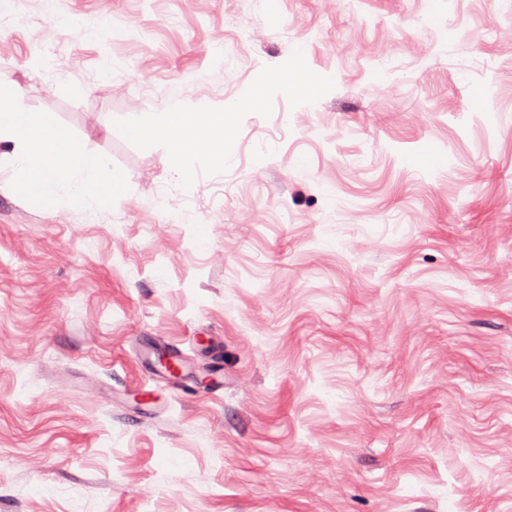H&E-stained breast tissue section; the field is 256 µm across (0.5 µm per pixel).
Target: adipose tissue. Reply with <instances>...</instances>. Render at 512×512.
Returning <instances> with one entry per match:
<instances>
[{"mask_svg":"<svg viewBox=\"0 0 512 512\" xmlns=\"http://www.w3.org/2000/svg\"><path fill=\"white\" fill-rule=\"evenodd\" d=\"M132 137H159L171 150L183 154L202 148L216 164L224 162V147L230 140L223 112L173 110L148 122L130 126ZM13 144L22 163V191L35 199L51 200L60 186H67L71 201L79 206L105 205L110 195L101 185L120 189L105 159L81 146L64 128L28 112L15 93L0 90V143Z\"/></svg>","mask_w":512,"mask_h":512,"instance_id":"adipose-tissue-1","label":"adipose tissue"}]
</instances>
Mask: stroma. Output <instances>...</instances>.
<instances>
[{
	"mask_svg": "<svg viewBox=\"0 0 512 512\" xmlns=\"http://www.w3.org/2000/svg\"><path fill=\"white\" fill-rule=\"evenodd\" d=\"M0 86L123 179L0 144V512H512V0H0ZM14 146L22 163L21 190L28 196L49 201L57 194L64 176H68L71 201L79 206H104L112 195L102 194L101 185H112V193L121 181L98 153L81 146L64 128L28 112L13 92L0 88V143ZM197 111L184 112L176 109L161 113L148 122L130 126L129 134L136 139L162 138L176 154L203 150L210 154L216 164L223 165L224 145L230 141L229 125L224 120V112L205 107ZM201 133L206 135L205 142L196 146Z\"/></svg>",
	"mask_w": 512,
	"mask_h": 512,
	"instance_id": "1",
	"label": "stroma"
}]
</instances>
